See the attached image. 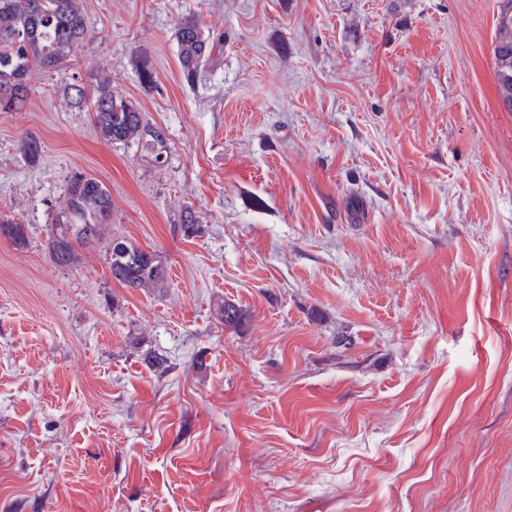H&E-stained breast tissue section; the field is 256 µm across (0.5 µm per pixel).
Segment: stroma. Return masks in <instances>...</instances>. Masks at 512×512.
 I'll return each mask as SVG.
<instances>
[{
  "label": "stroma",
  "instance_id": "stroma-1",
  "mask_svg": "<svg viewBox=\"0 0 512 512\" xmlns=\"http://www.w3.org/2000/svg\"><path fill=\"white\" fill-rule=\"evenodd\" d=\"M83 3L93 42L0 112V218L28 236H0V512H512L506 0ZM186 17L223 37L195 87ZM99 75L164 166L66 103ZM76 172L112 216L61 269ZM115 241L166 287L113 279ZM507 4L509 7L500 13L497 20L496 41L492 52L500 102L512 112V1L508 0Z\"/></svg>",
  "mask_w": 512,
  "mask_h": 512
}]
</instances>
